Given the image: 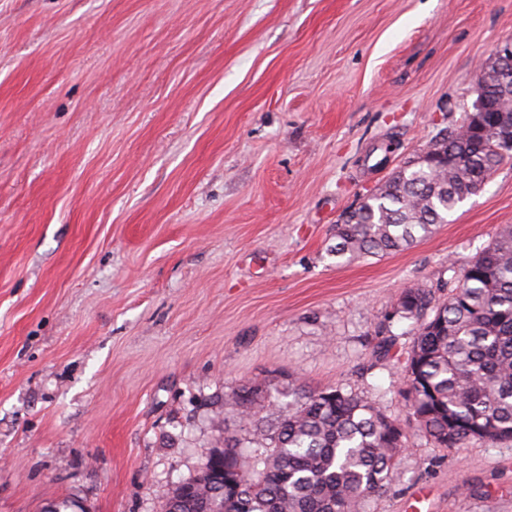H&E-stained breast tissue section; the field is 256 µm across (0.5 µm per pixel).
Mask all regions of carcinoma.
Returning <instances> with one entry per match:
<instances>
[{
    "label": "carcinoma",
    "mask_w": 512,
    "mask_h": 512,
    "mask_svg": "<svg viewBox=\"0 0 512 512\" xmlns=\"http://www.w3.org/2000/svg\"><path fill=\"white\" fill-rule=\"evenodd\" d=\"M485 82L496 112L465 113L431 145L447 163L414 159L348 210L330 255L410 247L512 159V86ZM404 320L417 326L402 395L418 430L448 449L511 440L512 225L464 266L443 303L427 289H404L381 323L384 353L394 345L393 323ZM229 396L246 437L224 435V448L177 485L163 512H354L360 499L385 491L404 430L355 392L290 387L288 411L274 424L259 416L269 398L263 388L240 385ZM243 448L252 449L248 463Z\"/></svg>",
    "instance_id": "obj_1"
}]
</instances>
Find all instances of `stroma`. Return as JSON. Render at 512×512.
<instances>
[{
	"label": "stroma",
	"instance_id": "1",
	"mask_svg": "<svg viewBox=\"0 0 512 512\" xmlns=\"http://www.w3.org/2000/svg\"><path fill=\"white\" fill-rule=\"evenodd\" d=\"M512 0H0V512H161L225 392L351 388L405 429L355 512H512V441L458 450L400 394L407 287L512 224V162L412 247L341 216L471 111Z\"/></svg>",
	"mask_w": 512,
	"mask_h": 512
}]
</instances>
